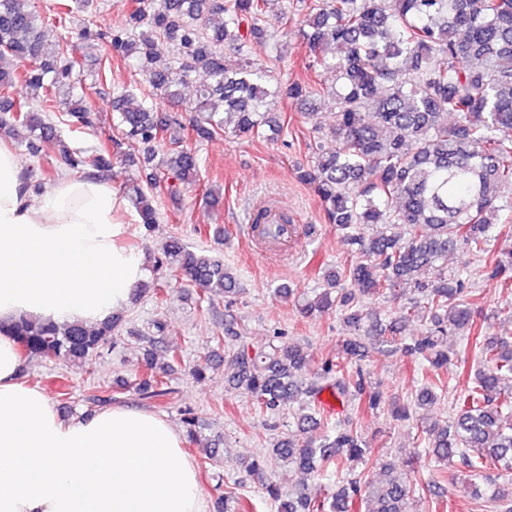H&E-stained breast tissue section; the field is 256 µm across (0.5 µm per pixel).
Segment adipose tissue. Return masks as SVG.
Here are the masks:
<instances>
[{
	"mask_svg": "<svg viewBox=\"0 0 512 512\" xmlns=\"http://www.w3.org/2000/svg\"><path fill=\"white\" fill-rule=\"evenodd\" d=\"M126 201L100 180L25 188L0 148V512H206L184 438L128 406L63 416L26 378L11 332L33 315L94 324L127 306L145 268L117 218Z\"/></svg>",
	"mask_w": 512,
	"mask_h": 512,
	"instance_id": "adipose-tissue-1",
	"label": "adipose tissue"
}]
</instances>
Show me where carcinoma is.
<instances>
[{
    "label": "carcinoma",
    "instance_id": "cac0c4a2",
    "mask_svg": "<svg viewBox=\"0 0 512 512\" xmlns=\"http://www.w3.org/2000/svg\"><path fill=\"white\" fill-rule=\"evenodd\" d=\"M70 2L54 0L45 17L33 0H0V130L31 155L58 149L60 169L84 177H101L118 160L134 161L122 151L125 143L141 146L146 186L128 194L148 231L158 220L159 196L175 198L200 181L201 160L188 138L209 141L231 121L236 135L266 139L280 130L270 99L331 101L336 148L317 152L296 174L359 260L332 272L303 313L341 312L350 335L340 353L348 362L393 346L420 362L423 385L415 399L393 406L403 421L448 393L444 374L460 358L448 334L463 337L477 363L473 382L455 399L453 419L421 429L425 452L439 463L459 464L471 481L489 479V470L512 474V342L483 333L478 295L444 264L457 249L482 256L501 223L503 197L512 196V0H302L301 23L287 33L309 50L308 68L335 73L331 87L284 82L256 62L267 42L269 0H133L121 24L80 32L86 42L103 43L108 58L134 68L149 88L113 96L120 137L91 150L62 145L50 116L58 112L67 127L83 130L97 121L86 100L88 64L69 53L67 37L48 43L40 33L47 19L66 27ZM161 40L171 47L167 60L158 52ZM25 60L34 65L23 66ZM17 85L22 95L3 94ZM189 87L190 118L158 115L157 99L179 103ZM400 226L402 234L395 232ZM156 269L199 287L209 301L231 300L240 291L223 260L179 236L163 244ZM486 275L512 288V251ZM405 286L417 297L389 323L376 330L367 325L363 299L394 301ZM414 322L425 332L401 335ZM116 328L114 319L55 324L22 316L13 333L29 357L82 367L112 343ZM224 340L238 344L233 381L251 393L260 412L275 415L304 399L299 436L278 440L268 458L246 466L277 512H347L355 499L364 512H407L417 477L387 465L375 481L361 474L342 478L329 500L312 499L303 485L282 498L266 479L269 458L313 478L347 461L374 465L353 424L315 433L333 417L324 393L341 402L354 397L358 411L381 409L387 397L361 368L351 372L333 360L311 367L298 343H249L231 321L224 323ZM147 366L150 373L135 390L163 406L173 388ZM475 512H512V480L476 502Z\"/></svg>",
    "mask_w": 512,
    "mask_h": 512
}]
</instances>
